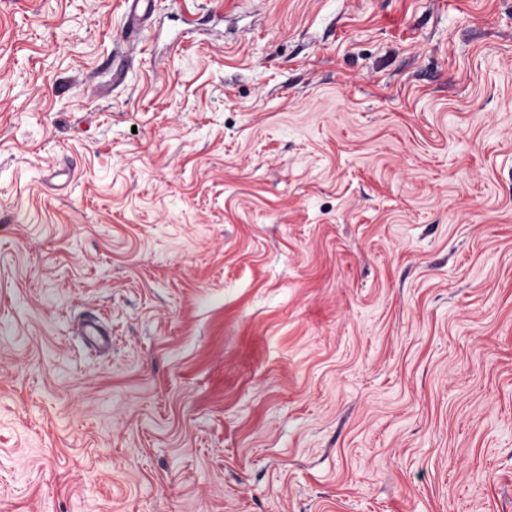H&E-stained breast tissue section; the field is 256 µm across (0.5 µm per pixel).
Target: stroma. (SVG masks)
<instances>
[{"instance_id":"stroma-1","label":"stroma","mask_w":512,"mask_h":512,"mask_svg":"<svg viewBox=\"0 0 512 512\" xmlns=\"http://www.w3.org/2000/svg\"><path fill=\"white\" fill-rule=\"evenodd\" d=\"M151 8L0 0V512H512V0ZM125 4L127 26L125 43L129 50H135L140 42V36L146 29L150 14L149 0H123ZM146 4L147 6H144Z\"/></svg>"}]
</instances>
